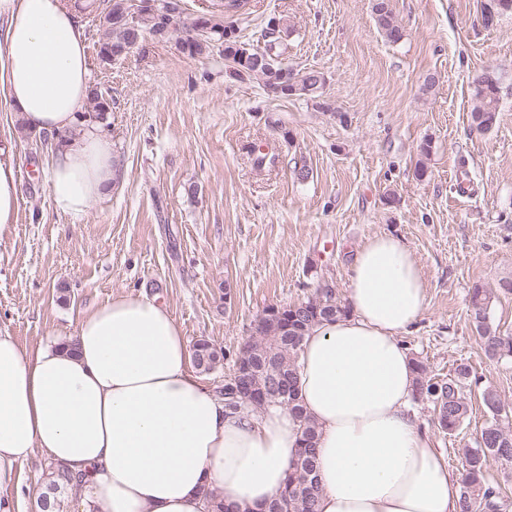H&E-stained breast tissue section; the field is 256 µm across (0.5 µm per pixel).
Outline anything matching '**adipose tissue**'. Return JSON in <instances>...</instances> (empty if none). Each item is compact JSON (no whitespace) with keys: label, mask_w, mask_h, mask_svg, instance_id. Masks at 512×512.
<instances>
[{"label":"adipose tissue","mask_w":512,"mask_h":512,"mask_svg":"<svg viewBox=\"0 0 512 512\" xmlns=\"http://www.w3.org/2000/svg\"><path fill=\"white\" fill-rule=\"evenodd\" d=\"M78 11L64 0H0V92L35 132L62 134L47 169L56 212L77 219L117 186L98 123L66 138L88 98ZM20 187L0 149V234ZM348 316L314 326L298 390L317 429L318 512H460L459 474L419 429L416 376L399 337L427 308L422 270L398 238L376 235L348 272ZM303 425L287 409L232 412L190 367L181 325L144 294L120 293L73 337L34 350L0 331V487L41 453L85 475L105 512H266L297 458Z\"/></svg>","instance_id":"ef3b65f1"}]
</instances>
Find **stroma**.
<instances>
[{
	"label": "stroma",
	"instance_id": "obj_1",
	"mask_svg": "<svg viewBox=\"0 0 512 512\" xmlns=\"http://www.w3.org/2000/svg\"><path fill=\"white\" fill-rule=\"evenodd\" d=\"M82 2L90 82L111 101L105 134L123 180L83 219L58 214L46 173L55 138L23 128L0 99V146L12 150L21 187L17 220L0 234L1 331L35 348L48 332L73 335L113 294L142 292L188 342L224 348L223 366L202 376L216 390L265 309L300 302L323 280L345 297L356 251L390 233L426 282L427 310L400 337L410 357L443 377L467 364L512 406V359L486 356L470 315V291L482 285L494 327L512 334V293L498 286L512 274V11L488 25L489 0H390L404 32L396 44L380 34L373 0H247L226 16L253 45L280 20L286 63L326 77L314 102L231 78L220 53L189 56L175 36L103 63L108 0ZM487 70L500 112L480 133L472 83ZM258 145L278 154L276 166L254 165ZM467 397L470 419L453 437L430 402L413 403L456 471L486 419L479 388ZM50 467L34 454L0 499L37 512Z\"/></svg>",
	"mask_w": 512,
	"mask_h": 512
}]
</instances>
